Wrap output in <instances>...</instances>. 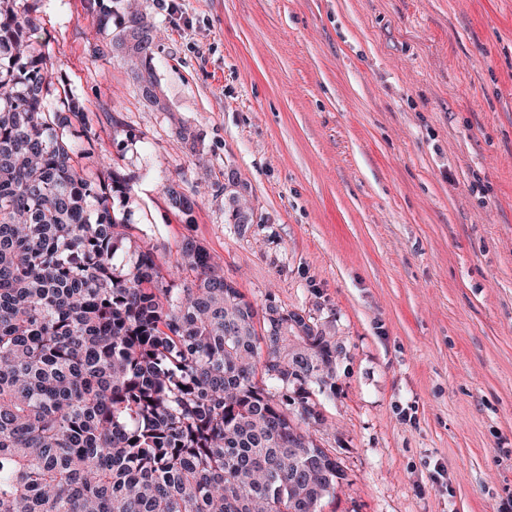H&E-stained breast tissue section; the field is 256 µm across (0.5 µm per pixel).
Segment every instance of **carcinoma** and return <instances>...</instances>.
Masks as SVG:
<instances>
[{
	"label": "carcinoma",
	"mask_w": 512,
	"mask_h": 512,
	"mask_svg": "<svg viewBox=\"0 0 512 512\" xmlns=\"http://www.w3.org/2000/svg\"><path fill=\"white\" fill-rule=\"evenodd\" d=\"M0 0V512H320L344 473L317 443L336 344L314 319L257 310L192 238L161 273L112 215L49 111L53 64ZM153 38L131 52L152 80ZM192 273L183 287L175 278ZM266 356L259 359L260 344ZM265 379L256 380L257 362Z\"/></svg>",
	"instance_id": "obj_1"
}]
</instances>
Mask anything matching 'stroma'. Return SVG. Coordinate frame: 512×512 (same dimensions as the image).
Wrapping results in <instances>:
<instances>
[{
  "mask_svg": "<svg viewBox=\"0 0 512 512\" xmlns=\"http://www.w3.org/2000/svg\"><path fill=\"white\" fill-rule=\"evenodd\" d=\"M20 3L132 178L133 238L163 266L200 241L255 308L335 342L322 512H512V0ZM137 17L161 33L151 99Z\"/></svg>",
  "mask_w": 512,
  "mask_h": 512,
  "instance_id": "1",
  "label": "stroma"
}]
</instances>
